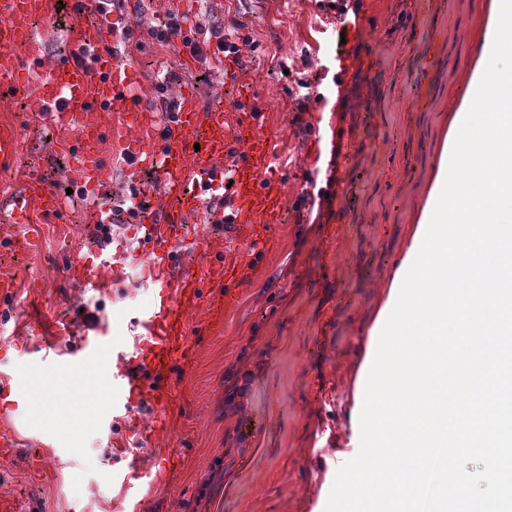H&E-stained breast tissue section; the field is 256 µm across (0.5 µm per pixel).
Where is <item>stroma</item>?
Returning <instances> with one entry per match:
<instances>
[{"label":"stroma","instance_id":"stroma-1","mask_svg":"<svg viewBox=\"0 0 512 512\" xmlns=\"http://www.w3.org/2000/svg\"><path fill=\"white\" fill-rule=\"evenodd\" d=\"M500 0H124L117 14L131 37L111 51L143 81L130 94L160 111L152 76L167 61L201 105L230 96L224 66L255 89L276 135L273 175L288 217L237 288L221 324L197 336L195 352L169 373L173 402L157 425L149 399L129 414L101 410L84 423L61 414L95 399L99 385L44 358L68 352L91 326L115 339L154 301L141 252L143 229L112 219L126 258L119 278L96 285L68 278L71 265L102 248L88 201L68 193L66 163L48 123L0 102V128L15 127L22 152L0 165V191L19 189L30 169L64 193L59 222L40 227L42 245L20 253L17 225L0 223V274L17 284L0 299V381L23 369L64 390L18 384L27 401L0 395V425L16 445L0 447V497L13 512H324L336 472L359 449L360 369L371 329L402 260L426 227L441 161L487 60L482 51ZM208 29L244 22L250 45L238 58L185 66L186 47L161 52L151 28L177 11ZM137 191L163 209L155 174L112 161V198ZM45 318L42 336L19 321ZM145 471L124 484L117 473Z\"/></svg>","mask_w":512,"mask_h":512}]
</instances>
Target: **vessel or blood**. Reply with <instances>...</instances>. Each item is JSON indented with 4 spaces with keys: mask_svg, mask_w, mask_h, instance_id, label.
<instances>
[{
    "mask_svg": "<svg viewBox=\"0 0 512 512\" xmlns=\"http://www.w3.org/2000/svg\"><path fill=\"white\" fill-rule=\"evenodd\" d=\"M90 6L101 23L84 26L68 55L53 59L35 28L37 22L53 20L58 0H0V84L23 101L29 114L45 118L61 132L58 148L69 159L71 184L89 198L111 184L112 167L103 145L113 114L143 131L129 143H114L113 149L129 150L135 164L155 169L160 191L169 201L164 210L142 215L143 223L156 227L146 253L147 273L159 300L139 312L135 325L140 333L131 349L115 348L109 329L101 327L84 335L63 364L70 372H100L113 410H128L133 399L146 395L163 417L172 402L165 374L194 350L181 321L183 312L200 306L208 322L222 320L234 288L243 282L245 267L255 258L257 244L270 238L279 223L285 200L280 184L271 177L273 137L263 113L250 104V85H242L237 99L218 96L205 108L195 92L184 91L173 118H157L129 100L128 90L138 76L132 68H118L107 48L110 33L103 21L112 15L109 0H90ZM74 127L80 130L75 142L64 136ZM228 177L233 180L229 187L224 184ZM222 188L227 196L217 214L226 229L237 233V247L213 258L207 242L193 243L203 262L173 276L185 224L201 208L205 195ZM63 208L56 190L34 173L27 187L0 208V222L28 224L36 211L41 223L50 224L59 220ZM115 360L123 362V369L111 370ZM145 361L154 369L146 384L130 375L131 366Z\"/></svg>",
    "mask_w": 512,
    "mask_h": 512,
    "instance_id": "vessel-or-blood-1",
    "label": "vessel or blood"
}]
</instances>
